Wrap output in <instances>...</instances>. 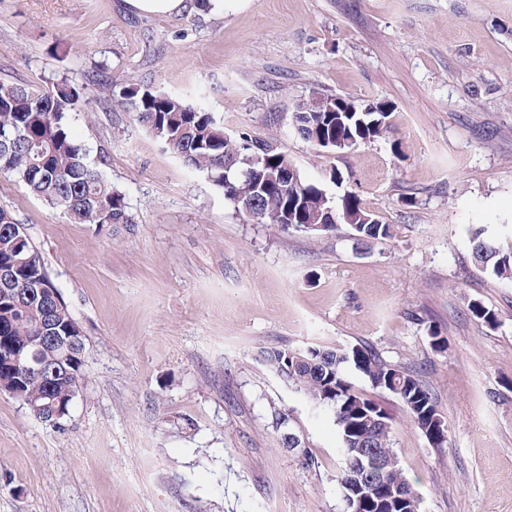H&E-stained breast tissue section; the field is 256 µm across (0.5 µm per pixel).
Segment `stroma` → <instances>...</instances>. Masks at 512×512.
<instances>
[{
  "label": "stroma",
  "mask_w": 512,
  "mask_h": 512,
  "mask_svg": "<svg viewBox=\"0 0 512 512\" xmlns=\"http://www.w3.org/2000/svg\"><path fill=\"white\" fill-rule=\"evenodd\" d=\"M186 4L142 16L123 0H0V81L80 88L68 127L134 218L74 224L0 175V207L42 251L88 348L61 424L0 392V512H347L336 428L259 362L272 346H363L419 379L445 447L345 369L392 416L420 512H512V281L474 265L469 243L476 229L512 242V0ZM105 77L276 139L391 238L358 248L346 224L251 220L110 106ZM315 92L390 104L389 132L344 154L312 146L289 115ZM275 409L306 456L283 446Z\"/></svg>",
  "instance_id": "stroma-1"
}]
</instances>
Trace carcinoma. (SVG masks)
<instances>
[{"label":"carcinoma","instance_id":"1","mask_svg":"<svg viewBox=\"0 0 512 512\" xmlns=\"http://www.w3.org/2000/svg\"><path fill=\"white\" fill-rule=\"evenodd\" d=\"M104 90L111 105L133 113L187 167L206 174L232 203L238 182L234 174H224V161L265 147L267 165L262 173L270 180L278 169L291 164L275 140L244 132L231 136L211 113L181 97L116 79L105 82ZM80 98L79 89L64 81L48 89L0 82V173L12 177L51 208L63 211L73 223L99 228L131 224L133 218L125 195L86 161V151L68 129L66 115L75 109ZM343 105L349 111L320 112L314 97L298 102L294 112L306 118V127L298 135L307 142L315 138L325 141L326 149L334 151L338 136L367 142L388 128L385 120L390 113L367 112L366 104L349 98ZM301 186L294 196L279 191L265 193L261 223L301 231L306 218L318 214L326 217L323 231L348 224L361 245L392 237L391 225L381 222L355 193L345 192L336 204L328 199L321 183L303 178ZM471 258L496 278L512 279V247L504 250L476 232ZM31 287L45 289L47 299L35 301L0 294V380L12 383L14 398L21 403L33 399L50 404L57 401L68 413L74 401L71 394L80 390L84 380L87 338L51 279L42 253L11 212L0 207V289ZM468 307L475 317L490 325L496 323V313L481 301L473 299ZM58 328L73 329L81 337L82 346L71 362L59 367L55 388L48 394L39 378L15 366L5 352L14 344L24 345L37 353L34 366L52 367L57 364L59 352L52 348L40 350L34 342L36 337ZM258 361L304 391L316 409L332 416L343 457L339 479L343 495L349 494L351 472L357 466L356 450L374 448L390 458L383 482L409 497V512H420L419 495L391 448L392 418L374 401L353 391L343 369L351 362L374 388L395 394L428 440L441 448L447 435L433 434L423 421L426 416L439 414L436 401L417 378L364 347L348 353L269 347L260 350Z\"/></svg>","mask_w":512,"mask_h":512}]
</instances>
